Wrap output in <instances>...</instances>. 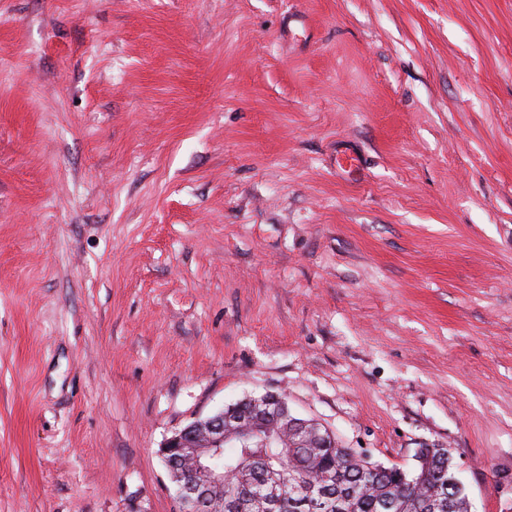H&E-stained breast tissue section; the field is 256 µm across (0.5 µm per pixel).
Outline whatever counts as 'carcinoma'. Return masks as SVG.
<instances>
[{"instance_id": "obj_1", "label": "carcinoma", "mask_w": 512, "mask_h": 512, "mask_svg": "<svg viewBox=\"0 0 512 512\" xmlns=\"http://www.w3.org/2000/svg\"><path fill=\"white\" fill-rule=\"evenodd\" d=\"M246 409L259 430L248 432L249 447L238 437L224 444L212 467L224 481L209 487L211 512H471L466 492L438 491L455 478L452 453L435 448L418 464V479L402 475L398 465L371 461L355 448H344L317 422L309 429L329 440L318 448L312 436H296L288 417L261 395ZM288 481L286 496L266 497L272 478Z\"/></svg>"}]
</instances>
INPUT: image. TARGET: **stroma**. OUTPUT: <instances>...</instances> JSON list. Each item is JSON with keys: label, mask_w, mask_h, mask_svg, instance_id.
I'll list each match as a JSON object with an SVG mask.
<instances>
[{"label": "stroma", "mask_w": 512, "mask_h": 512, "mask_svg": "<svg viewBox=\"0 0 512 512\" xmlns=\"http://www.w3.org/2000/svg\"><path fill=\"white\" fill-rule=\"evenodd\" d=\"M266 392L512 512V0H0V512Z\"/></svg>", "instance_id": "35a3bbf8"}]
</instances>
